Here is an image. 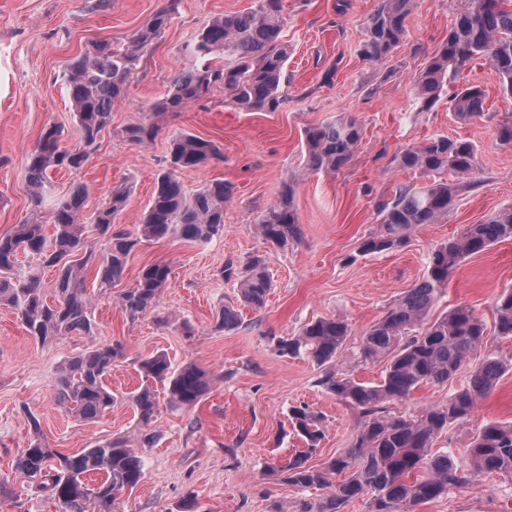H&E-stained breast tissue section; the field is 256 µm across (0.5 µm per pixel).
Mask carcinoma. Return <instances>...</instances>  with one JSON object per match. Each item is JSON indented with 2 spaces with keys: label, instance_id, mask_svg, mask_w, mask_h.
Listing matches in <instances>:
<instances>
[{
  "label": "carcinoma",
  "instance_id": "carcinoma-1",
  "mask_svg": "<svg viewBox=\"0 0 512 512\" xmlns=\"http://www.w3.org/2000/svg\"><path fill=\"white\" fill-rule=\"evenodd\" d=\"M460 2L461 10L448 37L416 76L413 92L426 106L447 99L448 108L467 122L482 113L484 103L479 87L462 82L471 63L488 62L500 78L503 94L512 97V5L507 0ZM412 7L413 0H378L364 25L361 57L372 62L391 58L403 41ZM282 11V0H256L252 10L216 17L198 29L185 51L199 65L175 74L155 110L179 112L221 84L230 104L240 111H276L286 99L283 87L288 48L279 41ZM170 14L169 8L156 12L125 48L94 42L68 65L65 82L81 147H62L63 129L56 124L43 129L26 173L35 206H41L50 196L48 170L78 171L86 164L99 135L111 124L112 107L127 97L129 76L140 65L147 47L166 28ZM157 132L155 125L146 122L124 130L126 137L137 144L153 141ZM304 137L310 168L334 173L354 155L361 126L349 118L310 127ZM476 155L477 146L471 141L437 136L405 148L395 162L403 170L425 174L448 170L463 177L476 168ZM221 159L215 142L188 132L175 136L137 235L112 227L126 205V190L112 191L109 202L94 212L95 230L105 242L101 256L87 247L83 238L81 218L87 190L81 184L51 208L52 238H47L45 225L37 219L0 233V303L15 311L37 343L73 332L94 334L96 324L85 293L83 268L99 262L101 287L108 289L122 278L129 255L145 239L179 237L199 243L223 235L224 204L232 199L234 185L215 179L190 195L184 184L187 174ZM458 195L459 185L452 181L399 189L391 199L379 203L381 230L361 243L360 253L405 245L410 229L437 223L448 214ZM257 227L261 237L276 246H285L297 237L300 227L292 185H285L278 202L262 211ZM511 237L509 206L433 248L419 283L361 338L362 361L388 360L381 380L374 385L344 378L336 370L334 361L349 330L341 318L312 321L300 334L278 341L281 354L305 355L325 368L321 385L339 401L359 410L361 418V428L351 447L337 455L328 468L318 469L307 465V460L321 440L319 418L305 407L292 410L294 431L305 439L308 448L286 465L272 467V471L305 489L328 486L331 474L341 477L331 493L307 507L306 512H341L346 503L364 496L368 497L371 512H414L415 506L467 486L482 474L512 479V421L485 425L458 458L444 451L431 452L443 432L468 419L477 401L490 392L504 371L512 369V363L485 360L464 387L448 396L447 402L415 415L395 416L387 410L388 404L407 399L419 386L444 385L453 380L481 345L484 323L471 308L455 306L431 322L428 316L465 257ZM79 251L84 255L76 263L72 256ZM22 256L34 260L36 266L23 265ZM40 267L57 271L55 300L51 303L38 274ZM169 275L166 263L143 267L135 288L122 294V307L133 318L145 313L168 287ZM222 276L234 282L241 304L255 309L265 305L271 280L262 256L253 255L239 265L228 262ZM494 308L498 335L512 338L511 289L497 297ZM238 322L239 314L230 305L216 315L220 328L231 330ZM122 356L123 345L115 341L68 358L55 375V400L84 420L103 416L114 402L105 377L112 362ZM139 371L143 383L131 394L130 401L145 423L158 405L150 381L167 383L168 403L179 409L195 407L211 382L207 370L193 363L174 369L164 354L139 361ZM15 467L40 479L57 512H88L86 505L90 502L94 504L93 512H112L118 495L133 490L142 480L144 464L124 441L112 440L67 455L47 447L36 434L17 457ZM92 473L100 475L93 485L88 483Z\"/></svg>",
  "mask_w": 512,
  "mask_h": 512
}]
</instances>
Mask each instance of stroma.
Segmentation results:
<instances>
[{"instance_id":"obj_1","label":"stroma","mask_w":512,"mask_h":512,"mask_svg":"<svg viewBox=\"0 0 512 512\" xmlns=\"http://www.w3.org/2000/svg\"><path fill=\"white\" fill-rule=\"evenodd\" d=\"M338 1L283 0L281 39L289 56L286 102L278 111H238L225 104L223 88L215 87L183 111L156 113L152 107L167 94L174 74L194 65L184 47L196 31L215 16L249 11L254 0H109L103 9L95 8V0H0V233L36 214L25 174L42 129L60 125L64 147L80 144L64 79L69 63L95 41L126 47L164 8L171 19L132 73L127 98L113 106L112 122L89 161L77 172L51 171L53 191L61 197L85 185L89 215L109 201L114 188L128 187L116 225L135 231L169 142L180 132L214 141L223 152L222 160L188 174L187 190L214 179L235 186L224 206L222 236L207 243L140 242L122 279L108 289L99 286L97 264L85 268L94 335H66L40 345L15 312L0 305V512H55L45 490L15 468L32 436V415L43 442L69 455L111 439L134 442L155 434L153 447L141 451L143 479L115 502L113 512H183L190 493L200 512H303L305 503L326 496V489L289 485L270 470L305 446L292 430L291 412L302 406L320 419L324 437L310 459L317 467L350 447L360 416L321 385L317 365L280 354L278 340L297 335L315 319L345 318L351 333L336 364L355 381L377 383L386 362L360 361L363 333L419 282L435 245L512 205V144L498 138L500 124L512 121V99L504 98L495 70L476 61L465 71V82L485 94L482 115L467 123L446 102L427 108L411 92L420 68L453 26L459 0H414L403 43L382 62L358 53L377 0H342V11ZM342 117L358 119L362 128L353 157L333 174L310 170L305 129ZM142 122L157 126L155 140H127L124 129ZM436 136L469 140L478 148L477 167L463 179L453 208L437 223L414 227L405 246L361 254V242L381 224L378 202L399 187L430 181L397 168L395 156ZM287 182L301 233L280 248L263 240L256 224ZM254 254L264 257L272 280L259 309L239 305L236 287L221 275L226 262L238 264ZM155 262L169 265V286L150 311L131 318L121 296L135 287L141 268ZM506 288H512V238L466 257L448 283L441 306H468L488 328L471 366L512 357V339L500 338L493 328V305ZM230 304L239 307L237 327L216 329L217 312ZM171 317L188 319L191 333L168 325ZM115 341L124 355L106 378L115 396L112 408L93 422L65 411L53 395L59 364ZM157 353L176 367L193 362L207 368L213 382L188 410H171L165 395H158V407L144 423L128 397L141 383L138 360ZM468 378L464 371L448 384L420 386L389 410L407 416L446 402ZM506 420H512V370L436 447L460 455L485 424ZM416 512H512V481L481 476Z\"/></svg>"}]
</instances>
